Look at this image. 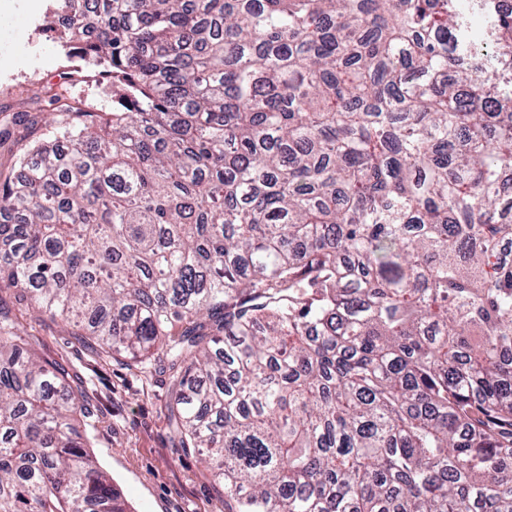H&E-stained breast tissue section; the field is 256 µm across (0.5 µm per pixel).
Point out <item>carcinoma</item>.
<instances>
[{"label":"carcinoma","mask_w":512,"mask_h":512,"mask_svg":"<svg viewBox=\"0 0 512 512\" xmlns=\"http://www.w3.org/2000/svg\"><path fill=\"white\" fill-rule=\"evenodd\" d=\"M56 2L112 113L0 178V288L150 361L233 512H512V13ZM81 417L0 314V512H130Z\"/></svg>","instance_id":"obj_1"}]
</instances>
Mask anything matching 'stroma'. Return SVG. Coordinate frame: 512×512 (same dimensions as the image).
Here are the masks:
<instances>
[{
  "mask_svg": "<svg viewBox=\"0 0 512 512\" xmlns=\"http://www.w3.org/2000/svg\"><path fill=\"white\" fill-rule=\"evenodd\" d=\"M52 0H0V172L17 168L24 147L50 137L57 100L111 111L112 88L99 68L63 50L44 27ZM81 72L62 83L60 72ZM40 111H30L31 101ZM0 307L26 333L36 354L69 373L82 403L93 412L90 452L133 512H212L217 490L200 456L177 447L166 418L167 385L147 376L142 363L97 355L69 327L0 290Z\"/></svg>",
  "mask_w": 512,
  "mask_h": 512,
  "instance_id": "stroma-1",
  "label": "stroma"
}]
</instances>
